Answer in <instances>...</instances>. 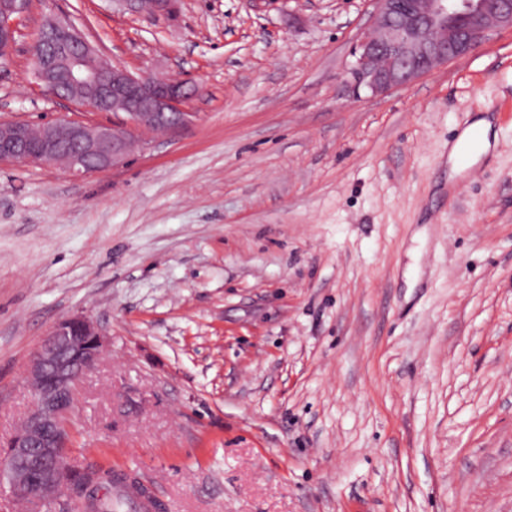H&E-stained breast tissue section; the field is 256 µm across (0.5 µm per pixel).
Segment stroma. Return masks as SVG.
<instances>
[{
  "label": "stroma",
  "mask_w": 512,
  "mask_h": 512,
  "mask_svg": "<svg viewBox=\"0 0 512 512\" xmlns=\"http://www.w3.org/2000/svg\"><path fill=\"white\" fill-rule=\"evenodd\" d=\"M371 12L31 0L0 120H112L38 86L49 13L199 93L123 167L0 163V455L30 357L84 313L106 345L68 462L136 473L166 512H512V31L375 94L352 75ZM480 117L488 154L449 177ZM136 13L147 15L170 14L175 9V0H117Z\"/></svg>",
  "instance_id": "1"
}]
</instances>
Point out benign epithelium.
I'll list each match as a JSON object with an SVG mask.
<instances>
[{
    "label": "benign epithelium",
    "instance_id": "1",
    "mask_svg": "<svg viewBox=\"0 0 512 512\" xmlns=\"http://www.w3.org/2000/svg\"><path fill=\"white\" fill-rule=\"evenodd\" d=\"M147 15L170 14L175 0H119ZM373 22L359 42L353 76L374 93L405 87L449 61L473 52L501 29L512 30V0H371ZM27 0H0V55L9 54L14 17ZM43 41L49 47L36 80L56 97L96 112L110 124L68 119L34 125L0 122V162L54 165L58 147H73L67 168L76 174L113 170L129 160L134 133L176 134L193 120L185 104L196 85L136 76L101 54L66 15H55ZM105 347L96 322L74 315L58 322L33 354L25 379L34 404L8 444L7 479L29 512L55 504L65 472L54 463L68 451L67 420L80 377L95 367Z\"/></svg>",
    "mask_w": 512,
    "mask_h": 512
}]
</instances>
